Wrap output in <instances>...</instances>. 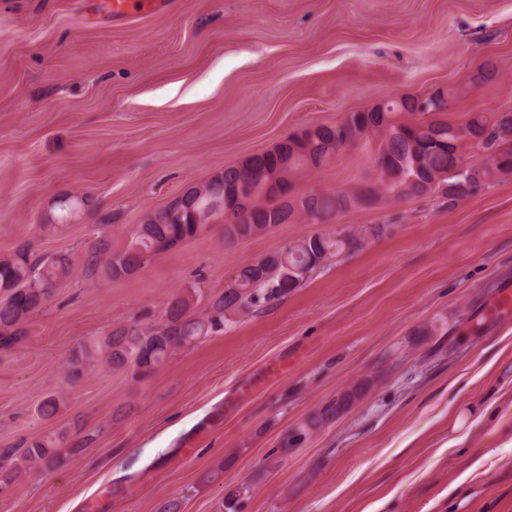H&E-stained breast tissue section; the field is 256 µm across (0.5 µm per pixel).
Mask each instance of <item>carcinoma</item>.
I'll return each instance as SVG.
<instances>
[{
    "instance_id": "carcinoma-1",
    "label": "carcinoma",
    "mask_w": 512,
    "mask_h": 512,
    "mask_svg": "<svg viewBox=\"0 0 512 512\" xmlns=\"http://www.w3.org/2000/svg\"><path fill=\"white\" fill-rule=\"evenodd\" d=\"M439 90L418 105V97L404 95L397 100L367 110L348 113L334 126H319L293 134L271 150L256 154L238 167H231L209 181L194 187L182 209L166 206L154 211L137 225L127 244L112 248V240L102 237L88 254V267L103 269L113 280L125 279L148 264V257L159 255L175 245L195 237L219 211L234 207L236 192L251 198V208L237 222L224 221V239L229 242L251 238L271 230L299 215L315 222L355 206H365L386 194L417 198L436 193L453 202L473 194L495 176L512 174V150L500 151L483 162L481 177L470 174L471 164L463 163L460 151L470 142L492 148L496 142L512 137V115L502 114L493 121L481 113L462 125L435 118L447 111ZM380 139L372 159L374 181L352 192H311L284 204L279 196H289L291 177L307 167H319L318 155L326 154L332 144L361 141L371 134ZM288 161V180L273 187L263 171H271ZM362 245L358 235H313L295 242L285 252L267 255L243 267L234 284L216 298L200 317L189 314L193 292L184 293L168 303L165 317L157 326L132 325L112 331L98 344L81 345L71 357L73 373L99 357L114 369H133L134 375L150 374L173 353L195 341L224 329V323L237 313L280 301L304 286L308 274L328 260ZM70 260L66 255L33 256L20 248L0 260V353L13 350L26 337L28 319L53 295L52 285L66 274ZM363 385L353 386L328 402L303 426L286 434L279 452L286 456L310 431L347 410L360 396ZM93 436L61 433L47 439L23 443L18 448L0 451V472L7 474L22 461L29 467L51 468L63 455L85 447ZM249 492L244 484L221 502L224 512H237L242 496Z\"/></svg>"
}]
</instances>
